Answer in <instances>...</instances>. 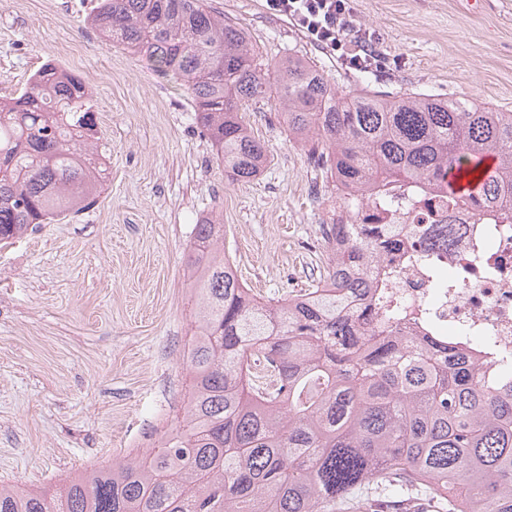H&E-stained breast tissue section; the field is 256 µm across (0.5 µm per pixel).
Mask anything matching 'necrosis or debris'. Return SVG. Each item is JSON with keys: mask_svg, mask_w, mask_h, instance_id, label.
I'll list each match as a JSON object with an SVG mask.
<instances>
[{"mask_svg": "<svg viewBox=\"0 0 512 512\" xmlns=\"http://www.w3.org/2000/svg\"><path fill=\"white\" fill-rule=\"evenodd\" d=\"M349 198L337 191V223L387 224L397 243L388 260L394 279L376 306L402 308L392 321L399 335L465 340L481 364L512 351V210L477 213L419 183L354 213Z\"/></svg>", "mask_w": 512, "mask_h": 512, "instance_id": "necrosis-or-debris-1", "label": "necrosis or debris"}]
</instances>
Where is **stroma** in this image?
I'll list each match as a JSON object with an SVG mask.
<instances>
[{
	"label": "stroma",
	"mask_w": 512,
	"mask_h": 512,
	"mask_svg": "<svg viewBox=\"0 0 512 512\" xmlns=\"http://www.w3.org/2000/svg\"><path fill=\"white\" fill-rule=\"evenodd\" d=\"M271 59H313L336 88L350 69L265 0H211ZM96 0H0V96L47 60L91 93L109 175L94 205L31 225L0 247V485L58 492L84 468L158 446L188 404L193 332L186 265L194 226H224V251L257 298L308 288L325 257L336 185L288 135L274 102L250 107L268 154L231 182L179 82L102 41ZM393 91L512 111V0H351Z\"/></svg>",
	"instance_id": "35a3bbf8"
}]
</instances>
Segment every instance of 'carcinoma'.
I'll list each match as a JSON object with an SVG mask.
<instances>
[{
	"mask_svg": "<svg viewBox=\"0 0 512 512\" xmlns=\"http://www.w3.org/2000/svg\"><path fill=\"white\" fill-rule=\"evenodd\" d=\"M87 24L180 82L224 173L259 174L242 114L271 98L314 169L354 197L445 187L471 209L512 210V112L468 99L341 93L310 60L265 59L209 0H97ZM92 96L47 63L0 98V243L94 203L107 168ZM473 179L460 194L449 175ZM390 241L360 225L311 287L254 298L224 258V225H195L191 401L157 449L85 469L56 495L0 488V512H512V372L481 381L458 347L394 336L393 315L351 310L387 286Z\"/></svg>",
	"mask_w": 512,
	"mask_h": 512,
	"instance_id": "obj_1",
	"label": "carcinoma"
}]
</instances>
